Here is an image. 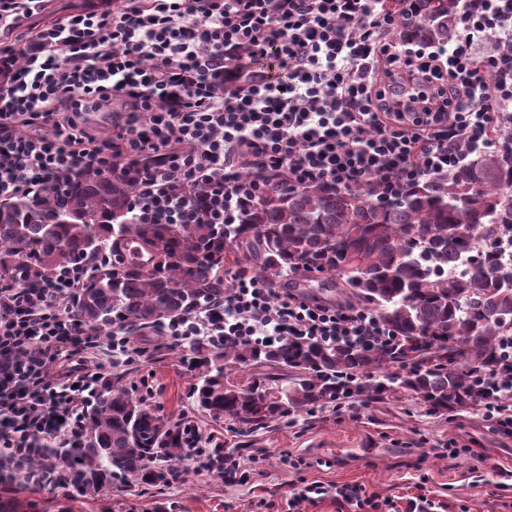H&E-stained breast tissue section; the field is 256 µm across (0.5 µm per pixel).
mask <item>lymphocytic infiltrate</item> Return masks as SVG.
I'll return each mask as SVG.
<instances>
[{"mask_svg": "<svg viewBox=\"0 0 512 512\" xmlns=\"http://www.w3.org/2000/svg\"><path fill=\"white\" fill-rule=\"evenodd\" d=\"M112 0L28 31L46 0H0V199L65 189L83 168L126 172L139 224H236L264 187L336 188L381 182L387 196L447 175L512 140V0H467L448 40L400 30L414 0ZM111 136L86 113L111 101ZM259 173L246 181L242 170ZM203 206H196L198 188ZM81 266L56 285L0 288V484L68 488L37 440L73 441L103 378L87 356L99 342L57 291L79 287ZM178 343L197 339L387 342L368 311L300 299L243 271L224 302L169 321ZM335 495L370 512H436L426 496L405 510L358 486L300 480L289 506Z\"/></svg>", "mask_w": 512, "mask_h": 512, "instance_id": "lymphocytic-infiltrate-1", "label": "lymphocytic infiltrate"}]
</instances>
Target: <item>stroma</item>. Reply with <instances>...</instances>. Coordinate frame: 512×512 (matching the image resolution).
I'll use <instances>...</instances> for the list:
<instances>
[{"label":"stroma","mask_w":512,"mask_h":512,"mask_svg":"<svg viewBox=\"0 0 512 512\" xmlns=\"http://www.w3.org/2000/svg\"><path fill=\"white\" fill-rule=\"evenodd\" d=\"M128 377L134 394L147 397L158 414L177 418L193 413L202 435L247 461L249 474L235 482L213 473L184 470L162 489L130 486L80 498L16 480L0 487V512H288V497L299 479L326 485H356L398 505L416 497L419 478L427 496L447 504V512H512V436L480 415L436 416L409 396L362 405L358 415L315 411L284 424L239 430L231 420L194 413L192 379L179 350L155 349ZM457 440L465 455L435 454L437 442ZM302 458L301 471L279 465L281 452Z\"/></svg>","instance_id":"1"}]
</instances>
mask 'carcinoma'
<instances>
[{
	"label": "carcinoma",
	"mask_w": 512,
	"mask_h": 512,
	"mask_svg": "<svg viewBox=\"0 0 512 512\" xmlns=\"http://www.w3.org/2000/svg\"><path fill=\"white\" fill-rule=\"evenodd\" d=\"M401 24L448 40L460 0H416ZM134 183L86 170L60 193L0 200V282L41 286L76 263L88 269L67 312L101 339L135 341L175 318L224 302L225 261L270 288L310 270L320 287L372 310L391 343L283 340L267 347L200 341L180 346L198 410L244 429L288 423L350 399L408 394L432 415L477 409V378L512 381L498 342L512 335V258L483 244L512 232V148L483 152L446 178L426 177L388 198L367 179L347 189L266 184L239 224H136ZM135 249L137 259L126 257ZM84 434L40 452L80 497L138 479L164 486L187 459L184 421L134 400L125 373L88 401Z\"/></svg>",
	"instance_id": "obj_1"
}]
</instances>
